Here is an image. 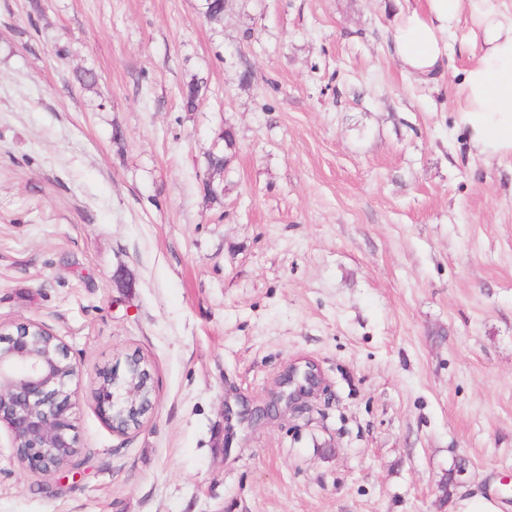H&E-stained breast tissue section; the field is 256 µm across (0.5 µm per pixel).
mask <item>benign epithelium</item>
I'll return each mask as SVG.
<instances>
[{"mask_svg":"<svg viewBox=\"0 0 512 512\" xmlns=\"http://www.w3.org/2000/svg\"><path fill=\"white\" fill-rule=\"evenodd\" d=\"M78 367L56 333L35 321L0 325V425L10 430L21 469L55 480L78 454L70 383ZM316 384L313 370L293 367L277 401L300 412ZM97 408L112 432L140 427L153 409L155 387L145 360L131 357L124 368L103 376Z\"/></svg>","mask_w":512,"mask_h":512,"instance_id":"obj_1","label":"benign epithelium"}]
</instances>
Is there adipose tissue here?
<instances>
[{"label": "adipose tissue", "instance_id": "ef3b65f1", "mask_svg": "<svg viewBox=\"0 0 512 512\" xmlns=\"http://www.w3.org/2000/svg\"><path fill=\"white\" fill-rule=\"evenodd\" d=\"M470 23L471 59L448 71L449 39ZM392 50L402 70L424 81L453 77L457 120L478 154L512 158V10L495 0H419L392 29Z\"/></svg>", "mask_w": 512, "mask_h": 512}]
</instances>
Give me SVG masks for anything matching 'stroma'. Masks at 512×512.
Instances as JSON below:
<instances>
[{
    "label": "stroma",
    "mask_w": 512,
    "mask_h": 512,
    "mask_svg": "<svg viewBox=\"0 0 512 512\" xmlns=\"http://www.w3.org/2000/svg\"><path fill=\"white\" fill-rule=\"evenodd\" d=\"M415 3L0 0V322L68 346L81 448L49 482L0 425V512L512 506V162L393 58ZM133 356L119 436L95 392ZM305 364L308 413L225 418ZM96 402L112 432L125 435L140 427L155 404V387L147 362L131 357L123 370L116 366L109 369L98 388ZM507 506L486 495L464 498L458 502L454 512H504Z\"/></svg>",
    "instance_id": "35a3bbf8"
}]
</instances>
